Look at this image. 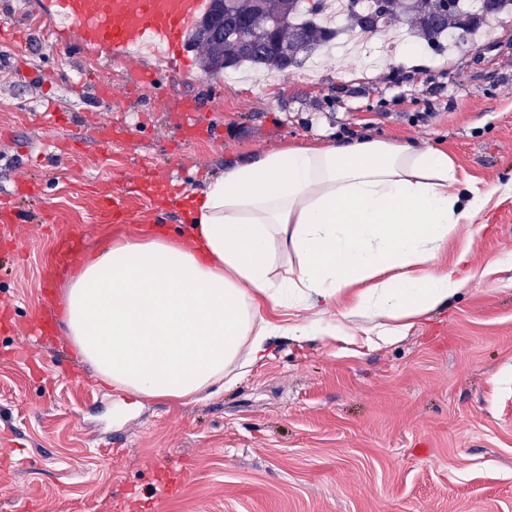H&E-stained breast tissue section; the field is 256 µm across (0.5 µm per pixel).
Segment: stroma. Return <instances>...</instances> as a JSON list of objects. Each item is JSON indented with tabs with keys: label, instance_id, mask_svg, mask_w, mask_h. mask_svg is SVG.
Masks as SVG:
<instances>
[{
	"label": "stroma",
	"instance_id": "stroma-1",
	"mask_svg": "<svg viewBox=\"0 0 512 512\" xmlns=\"http://www.w3.org/2000/svg\"><path fill=\"white\" fill-rule=\"evenodd\" d=\"M43 0H0V512H512V262L379 346L279 340L272 358L195 399L120 409L66 336L29 331L78 261L108 237L186 225L191 190L240 157L319 132L446 148L462 174L512 182V26L450 52L379 68L324 51L288 74L133 53L109 80L155 74L106 102L100 63L46 35ZM202 108L182 138L168 102ZM57 107L46 125L38 115ZM72 142L57 156L53 144ZM129 216H99L101 197ZM470 259L512 252V195L480 217ZM179 482L155 500L159 486Z\"/></svg>",
	"mask_w": 512,
	"mask_h": 512
}]
</instances>
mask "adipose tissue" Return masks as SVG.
Instances as JSON below:
<instances>
[{"label": "adipose tissue", "instance_id": "adipose-tissue-1", "mask_svg": "<svg viewBox=\"0 0 512 512\" xmlns=\"http://www.w3.org/2000/svg\"><path fill=\"white\" fill-rule=\"evenodd\" d=\"M498 189L447 150L363 136L260 151L186 198L189 230L108 241L61 293L65 334L117 395L187 399L281 338L390 343L475 274L443 255ZM293 310L297 319L273 320Z\"/></svg>", "mask_w": 512, "mask_h": 512}]
</instances>
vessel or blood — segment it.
I'll list each match as a JSON object with an SVG mask.
<instances>
[{
  "label": "vessel or blood",
  "mask_w": 512,
  "mask_h": 512,
  "mask_svg": "<svg viewBox=\"0 0 512 512\" xmlns=\"http://www.w3.org/2000/svg\"><path fill=\"white\" fill-rule=\"evenodd\" d=\"M46 19L69 21L88 55L105 61L149 49L172 62L184 60L183 38L207 0H46Z\"/></svg>",
  "instance_id": "obj_1"
}]
</instances>
